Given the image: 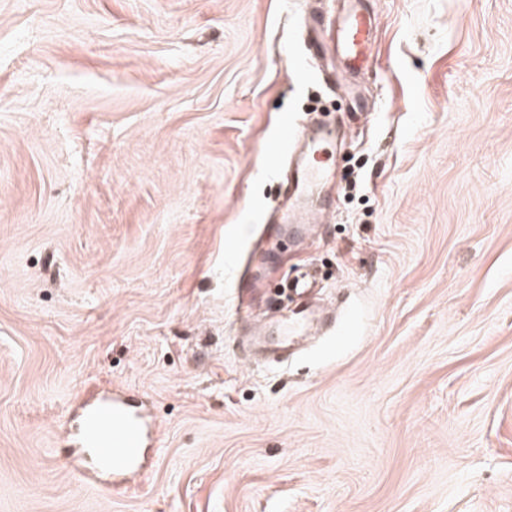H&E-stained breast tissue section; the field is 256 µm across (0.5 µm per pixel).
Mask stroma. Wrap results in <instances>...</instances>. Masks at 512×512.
<instances>
[{
	"label": "stroma",
	"mask_w": 512,
	"mask_h": 512,
	"mask_svg": "<svg viewBox=\"0 0 512 512\" xmlns=\"http://www.w3.org/2000/svg\"><path fill=\"white\" fill-rule=\"evenodd\" d=\"M329 88L310 0H0V512H512V0H364ZM345 135L279 235L284 125ZM311 273L337 331L245 359ZM148 404L146 475L85 486L71 400ZM362 4L351 2L337 18L332 13L314 11L309 25L308 45L316 51H322L324 35L334 33L341 68L351 76L368 67L374 50L375 18Z\"/></svg>",
	"instance_id": "stroma-1"
}]
</instances>
